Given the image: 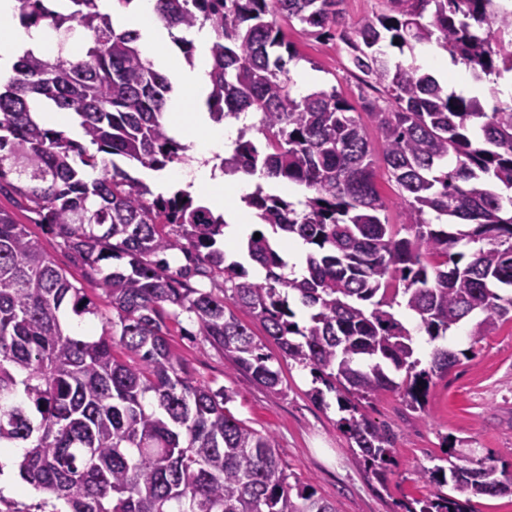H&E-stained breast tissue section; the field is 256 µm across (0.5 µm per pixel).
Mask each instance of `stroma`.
Listing matches in <instances>:
<instances>
[{
    "label": "stroma",
    "mask_w": 512,
    "mask_h": 512,
    "mask_svg": "<svg viewBox=\"0 0 512 512\" xmlns=\"http://www.w3.org/2000/svg\"><path fill=\"white\" fill-rule=\"evenodd\" d=\"M387 8L386 0H342L338 26L318 39L303 35L299 26L285 27L288 40L302 56L291 67L294 83L310 89L336 86L357 112H364L366 104L381 94L362 84L339 35L352 30L363 16ZM0 207L13 210L3 196ZM13 212L18 223L46 242L55 265L76 286H84L79 258L44 225L34 223L29 213ZM241 321L249 325L255 342L280 370L283 384L279 392H269L237 372L222 351L196 335L189 319L170 323L169 341L195 380L233 392L230 412L257 432L271 434L291 480L311 485L336 512H407L434 491L424 469L444 464L450 454L490 457L512 471V321L477 343L464 326L437 344L424 332L414 331L422 361H429L438 345L460 353L461 359L448 373L434 376L424 411L409 409L395 391L363 403V413L393 436L383 481L365 469L340 425L338 407L326 408L311 398L314 383L309 368L284 358L278 345L249 316H242Z\"/></svg>",
    "instance_id": "1"
}]
</instances>
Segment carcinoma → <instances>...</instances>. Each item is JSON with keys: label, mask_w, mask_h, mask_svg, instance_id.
Returning <instances> with one entry per match:
<instances>
[{"label": "carcinoma", "mask_w": 512, "mask_h": 512, "mask_svg": "<svg viewBox=\"0 0 512 512\" xmlns=\"http://www.w3.org/2000/svg\"><path fill=\"white\" fill-rule=\"evenodd\" d=\"M65 2L61 13L15 0L23 27L78 26L89 37L81 58L29 51L13 64L0 88V196L75 253L112 316L0 208V448L23 449L17 474L54 512H336L289 482L273 436L231 414L228 390L193 381L166 319L187 314L236 370L278 392L279 370L230 307L259 322L323 383L313 400L335 394L347 413L341 426L384 477L392 437L358 400L401 388L406 406L422 411L432 377L459 362L436 348L421 366L391 312L397 296L433 340L470 321L477 343L512 320V100L486 112L414 63L391 62L385 46L434 44L494 96L512 75V0H387V12L341 32L351 64L387 102L367 111L379 158L336 87L298 93L287 68L299 55L279 20L318 38L338 24L343 0H156L165 26L210 30L211 119L258 116L220 169L305 191L294 201L258 184L242 197L272 230L246 243L263 282L226 263L223 216L132 174L186 160L164 119L171 82L143 56L139 31L116 29L102 0ZM40 97L76 117L85 143L36 118ZM378 167L399 192L404 236L384 214ZM278 234L312 247L302 274L284 272ZM174 251L192 266L172 269ZM109 259L127 266L107 272ZM195 275L212 287L191 285ZM295 300L311 310L304 325ZM88 316L100 319V335L83 327ZM393 371L405 372L402 383ZM425 474L437 491L411 512H476L479 499L512 494V473L488 459Z\"/></svg>", "instance_id": "cac0c4a2"}]
</instances>
